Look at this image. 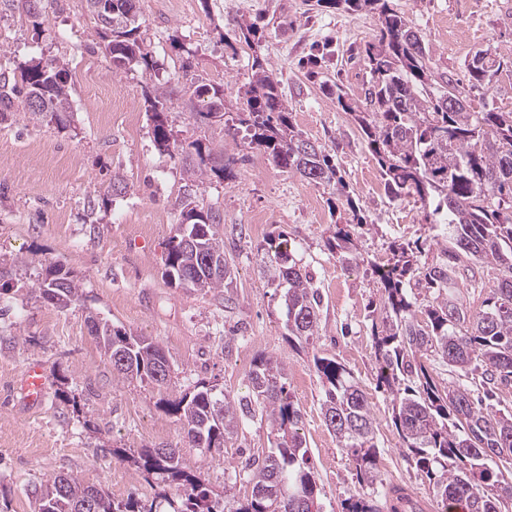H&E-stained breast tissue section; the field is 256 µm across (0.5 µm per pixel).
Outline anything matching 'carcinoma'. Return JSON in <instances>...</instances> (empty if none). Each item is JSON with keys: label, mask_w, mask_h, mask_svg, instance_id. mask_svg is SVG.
Returning <instances> with one entry per match:
<instances>
[{"label": "carcinoma", "mask_w": 512, "mask_h": 512, "mask_svg": "<svg viewBox=\"0 0 512 512\" xmlns=\"http://www.w3.org/2000/svg\"><path fill=\"white\" fill-rule=\"evenodd\" d=\"M39 0H0V11L37 17ZM101 23L103 48L114 69L138 67L149 73L156 62L142 37L135 0H86ZM317 5L344 11H377L379 31L365 45L370 71L363 104L352 105L337 92V102L366 138L381 169L389 196L415 194L428 207V220L447 216V238L453 247L446 262L420 265L415 249L398 244L393 266L379 273L380 322L373 325V346L380 364L378 386L392 395V421L403 447L434 480L436 495L446 512H509L500 494L504 472L512 459L493 471L487 462L497 448H512V414L489 410L485 400L502 386L512 385V111L471 112L452 82L434 71L432 55L419 30L389 0H316ZM512 67V59L478 51L468 63L470 87L490 84ZM254 73L241 96L238 122L251 132L243 148H261L276 166L316 184L333 186L345 198L356 224H346L327 240L328 249L343 251L352 241V228L363 226L353 198L329 155L301 138L279 91L278 81L253 58ZM68 70L55 59L30 60L0 70V122L13 118L14 108L44 115L65 124L72 111ZM189 97L197 103L191 116L207 124L213 110L224 105V87L209 84L165 83L146 96L150 103L153 139L174 149L185 162L182 216L164 256V276L171 285L201 290L233 283V264L224 253L219 233L221 214L200 202L196 187L214 176L234 177L235 156L224 155L196 139L177 144L168 105ZM260 250L268 258L262 268L267 285L280 293L288 335L312 345L320 337V296L311 277L297 262L285 235L267 238ZM487 266L496 272L482 308L464 305L458 288L464 264ZM69 301L82 289L61 263L47 267L38 284L44 295L53 283ZM414 282L438 291L417 318L406 285ZM94 339L117 380L167 382L170 365L163 348L147 336H136L103 318ZM435 357L460 372L468 384L443 386L424 364ZM322 379L324 423L340 445L354 457L360 482L377 480L376 420L366 392L333 357L312 355ZM285 369L269 357H259L248 375V395L234 399L201 381L174 399H163L196 447L221 449L256 418L266 423L275 447L247 463L248 481L280 485L288 498L311 501L321 512L320 491L313 463L300 433L301 411L288 393ZM408 381L403 387L401 382ZM137 468L157 474L182 491L185 500L172 512H289L271 497L250 495L220 505L212 501L201 480L182 469L179 457L164 448L147 450ZM95 492L108 500L110 512H152L133 497L115 501L102 489L85 485L69 474H58L41 490L38 512H89ZM348 512H379L366 494L348 498Z\"/></svg>", "instance_id": "cac0c4a2"}]
</instances>
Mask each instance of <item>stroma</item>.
I'll use <instances>...</instances> for the list:
<instances>
[{"label":"stroma","instance_id":"35a3bbf8","mask_svg":"<svg viewBox=\"0 0 512 512\" xmlns=\"http://www.w3.org/2000/svg\"><path fill=\"white\" fill-rule=\"evenodd\" d=\"M409 16L444 79L466 86L476 51L512 56V0H392ZM41 30L30 19L0 14V67L33 58L55 59L68 70L72 112L66 126L17 112L0 124V512H37L51 477L68 473L106 490L135 497L166 512L174 493L155 474L118 459V452L175 448L182 467L201 475L216 499H241L251 486L249 456L272 446L266 428L252 424L224 448L204 454L189 443L162 402L203 381L234 397L247 395V376L259 356L285 368L288 390L302 413V432L314 465L324 512H345L359 491L356 464L323 422L322 382L313 354L336 358L367 392L378 429L376 483L369 494L392 512L389 488L402 487L441 512L434 487L401 445L387 392L377 389L372 319L382 290L375 267L391 264V247L405 243L418 260L436 265L448 246L428 224L415 195L393 198L359 128L337 92L363 100L370 79L363 49L378 31L377 14L317 6L315 0H138V14L155 71L117 73L99 49V24L85 0H42ZM258 22V45L228 46L242 20ZM261 57L280 83L291 120L302 137L326 149L363 219L350 254L330 252L333 225L350 222L345 200L332 189L282 171L260 148L247 150L232 179L200 186L205 205L224 217L220 233L232 255L231 291L169 285L165 244L180 222L186 177L176 152L156 147L146 93L188 74L198 84H220L235 111L238 90ZM190 62L189 71L177 64ZM189 104L175 102L177 138L235 151L223 123L197 126ZM127 183L113 193L112 176ZM285 233L297 260L318 288L323 307L315 348L289 340L274 291L263 278L259 247ZM80 281L83 295L67 310L38 296L53 263ZM232 307H225V296ZM114 326L155 338L170 365L167 385L118 382L91 336L88 310ZM41 363L47 375L44 407L25 404L24 368Z\"/></svg>","mask_w":512,"mask_h":512}]
</instances>
